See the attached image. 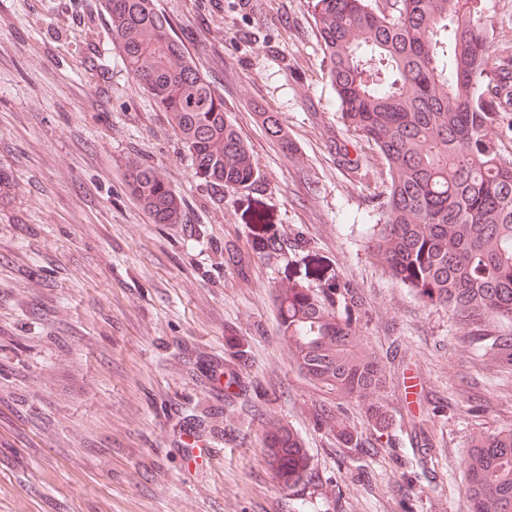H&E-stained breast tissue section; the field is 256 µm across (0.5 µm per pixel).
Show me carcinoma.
I'll list each match as a JSON object with an SVG mask.
<instances>
[{"mask_svg": "<svg viewBox=\"0 0 512 512\" xmlns=\"http://www.w3.org/2000/svg\"><path fill=\"white\" fill-rule=\"evenodd\" d=\"M126 70L167 113L196 175L227 195L262 190L248 145L224 110V95L201 71L154 0H102ZM325 79L342 125L385 166L379 229L372 254L393 281L422 301L470 317L512 323V55L491 51V28L478 0H312ZM268 136L285 140L277 112L257 107ZM126 186L155 224H177L182 197L142 163ZM285 241L261 236L258 254ZM251 257L224 243V265L244 272ZM283 335L300 370L347 397L369 398L386 375L353 331L362 300L338 282L315 292L294 283L277 298ZM512 366V335L495 341ZM336 422L344 441H366ZM267 462L290 489L311 476L308 457L288 427L266 439ZM473 512H512V428L477 439L463 460Z\"/></svg>", "mask_w": 512, "mask_h": 512, "instance_id": "obj_1", "label": "carcinoma"}]
</instances>
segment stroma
I'll return each instance as SVG.
<instances>
[{
  "label": "stroma",
  "instance_id": "35a3bbf8",
  "mask_svg": "<svg viewBox=\"0 0 512 512\" xmlns=\"http://www.w3.org/2000/svg\"><path fill=\"white\" fill-rule=\"evenodd\" d=\"M155 2L212 74L263 187L215 202L126 71L100 0H0V170L15 180L0 206V512H472L462 461L512 426V371L375 264L383 165L367 149L358 169L338 162L336 143L356 138L337 127L310 0ZM482 11L512 54V0ZM91 51L111 66L104 97ZM258 105L281 114L286 142ZM136 161L182 196L180 223H153L129 194ZM255 209L288 247L241 276L224 243L252 254ZM292 280L359 293L387 430L299 370L277 318ZM210 362L236 373L230 393L205 385ZM323 409L370 447L318 425ZM278 424L313 474L292 491L265 454Z\"/></svg>",
  "mask_w": 512,
  "mask_h": 512
}]
</instances>
